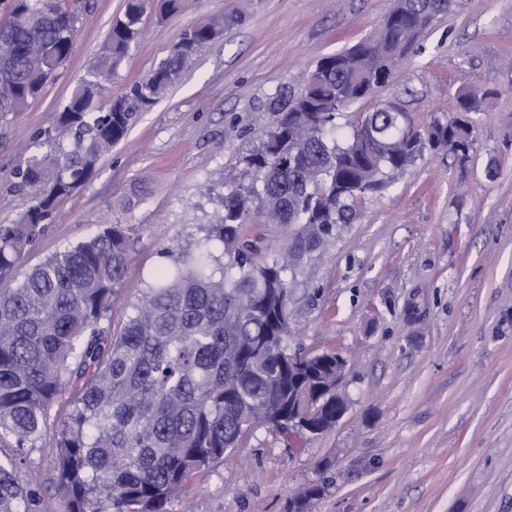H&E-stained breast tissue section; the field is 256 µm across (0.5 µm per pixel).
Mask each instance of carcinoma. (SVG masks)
I'll return each mask as SVG.
<instances>
[{
	"mask_svg": "<svg viewBox=\"0 0 512 512\" xmlns=\"http://www.w3.org/2000/svg\"><path fill=\"white\" fill-rule=\"evenodd\" d=\"M146 0H126L80 90L58 112L54 132L36 134V150L14 174L31 205L0 224V512H31L48 461L66 512H173L192 477L241 447L257 425L287 438L310 434L289 422L290 276L336 237L370 193L387 188L426 146L469 158L474 125L491 91L468 87L459 115L416 130L396 107L375 106L349 135L338 119L371 97L452 0H398L387 35L321 59L303 88L283 104L274 126L240 159L249 184L223 196L224 215L192 249L169 248L133 314L112 327V296L124 284L129 228L105 224L92 237L17 272L57 204L92 174L100 155L123 140L138 113L179 79L184 66L233 22H201L183 32L141 82L106 106L102 81L140 34ZM91 0H0V120L31 105L72 54ZM69 138V147L61 139ZM289 229L274 255L245 240L251 212ZM336 354L317 353V380ZM318 424L336 416V398L320 391ZM313 484L290 499H320Z\"/></svg>",
	"mask_w": 512,
	"mask_h": 512,
	"instance_id": "cac0c4a2",
	"label": "carcinoma"
}]
</instances>
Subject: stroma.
Returning a JSON list of instances; mask_svg holds the SVG:
<instances>
[{
	"mask_svg": "<svg viewBox=\"0 0 512 512\" xmlns=\"http://www.w3.org/2000/svg\"><path fill=\"white\" fill-rule=\"evenodd\" d=\"M125 3L94 0L55 81L0 123V224L28 208L11 174L32 154L33 136L55 128ZM394 5L181 0L164 23L146 10L99 104L146 78L200 20L235 21L98 160L22 267L99 225L130 226L125 283L112 298L121 322L166 264L168 246H192L221 220L239 160L265 139L283 96L297 93L321 58L375 35ZM471 86L493 95L473 115L469 159L425 149L400 180L360 203L292 284L288 346L345 358V416L306 441L257 427L192 480L195 512H288L290 496L313 483L325 492L311 512H512V0H455L377 99L420 127L454 114L459 89Z\"/></svg>",
	"mask_w": 512,
	"mask_h": 512,
	"instance_id": "35a3bbf8",
	"label": "stroma"
}]
</instances>
